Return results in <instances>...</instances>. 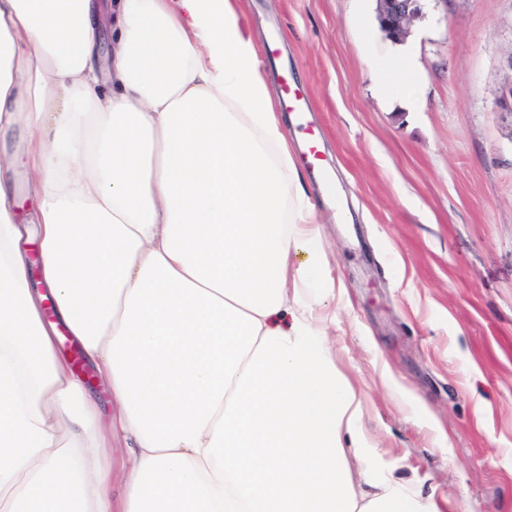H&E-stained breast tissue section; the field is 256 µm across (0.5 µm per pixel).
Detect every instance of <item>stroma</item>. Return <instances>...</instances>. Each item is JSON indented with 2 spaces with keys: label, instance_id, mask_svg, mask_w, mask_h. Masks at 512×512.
<instances>
[{
  "label": "stroma",
  "instance_id": "obj_1",
  "mask_svg": "<svg viewBox=\"0 0 512 512\" xmlns=\"http://www.w3.org/2000/svg\"><path fill=\"white\" fill-rule=\"evenodd\" d=\"M323 216L337 368L361 402L365 461L441 512H512V0H428L406 40L419 105L379 97L375 0H237ZM316 135L328 192L301 145Z\"/></svg>",
  "mask_w": 512,
  "mask_h": 512
}]
</instances>
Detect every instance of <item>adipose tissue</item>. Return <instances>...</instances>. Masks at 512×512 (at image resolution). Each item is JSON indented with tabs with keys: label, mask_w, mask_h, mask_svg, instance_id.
Wrapping results in <instances>:
<instances>
[{
	"label": "adipose tissue",
	"mask_w": 512,
	"mask_h": 512,
	"mask_svg": "<svg viewBox=\"0 0 512 512\" xmlns=\"http://www.w3.org/2000/svg\"><path fill=\"white\" fill-rule=\"evenodd\" d=\"M366 63L418 103L409 49ZM11 133L36 213L18 223L1 147L0 512H439L350 465L361 404L321 341L322 217L235 0H0Z\"/></svg>",
	"instance_id": "1"
}]
</instances>
